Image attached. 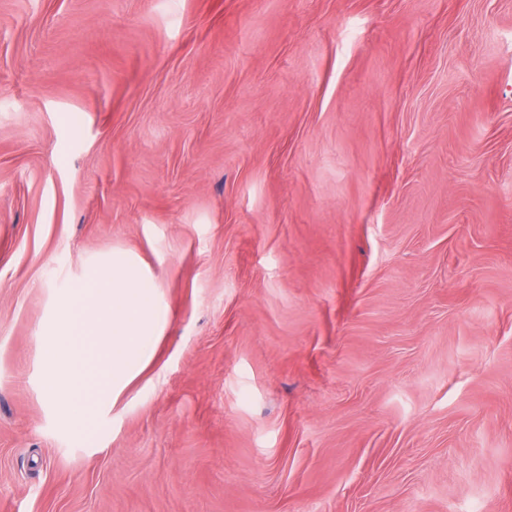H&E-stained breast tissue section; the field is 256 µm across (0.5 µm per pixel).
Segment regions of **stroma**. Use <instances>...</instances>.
<instances>
[{
  "instance_id": "obj_1",
  "label": "stroma",
  "mask_w": 512,
  "mask_h": 512,
  "mask_svg": "<svg viewBox=\"0 0 512 512\" xmlns=\"http://www.w3.org/2000/svg\"><path fill=\"white\" fill-rule=\"evenodd\" d=\"M170 320L65 428L45 330ZM512 512V0H0V512Z\"/></svg>"
}]
</instances>
